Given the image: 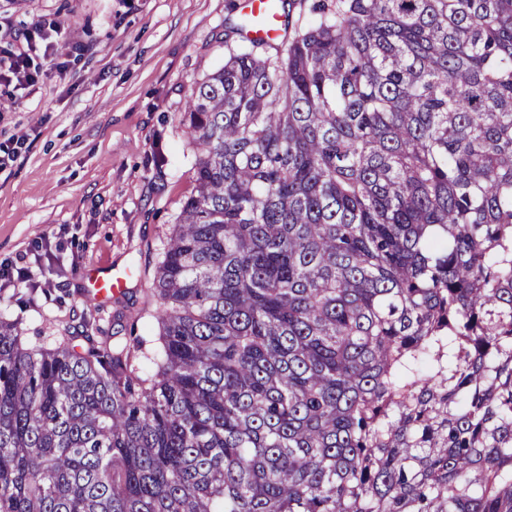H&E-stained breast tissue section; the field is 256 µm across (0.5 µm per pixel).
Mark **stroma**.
I'll list each match as a JSON object with an SVG mask.
<instances>
[{
  "label": "stroma",
  "instance_id": "obj_1",
  "mask_svg": "<svg viewBox=\"0 0 512 512\" xmlns=\"http://www.w3.org/2000/svg\"><path fill=\"white\" fill-rule=\"evenodd\" d=\"M241 19L240 0H0V45L39 23L66 31L34 85H0V144L26 139L0 170V261L31 274L0 290V312L28 345L82 350L132 325L154 339L156 265L195 191L183 112ZM124 269L123 294L87 302L88 273Z\"/></svg>",
  "mask_w": 512,
  "mask_h": 512
}]
</instances>
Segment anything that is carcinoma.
I'll use <instances>...</instances> for the list:
<instances>
[{
	"label": "carcinoma",
	"instance_id": "1",
	"mask_svg": "<svg viewBox=\"0 0 512 512\" xmlns=\"http://www.w3.org/2000/svg\"><path fill=\"white\" fill-rule=\"evenodd\" d=\"M312 12L192 90L157 341L0 314V512H512V0Z\"/></svg>",
	"mask_w": 512,
	"mask_h": 512
}]
</instances>
